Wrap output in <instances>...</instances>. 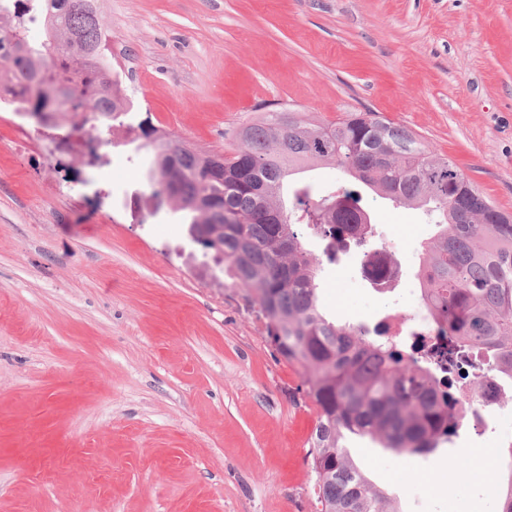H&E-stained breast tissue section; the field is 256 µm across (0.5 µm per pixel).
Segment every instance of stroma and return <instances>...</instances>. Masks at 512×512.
Listing matches in <instances>:
<instances>
[{
    "instance_id": "stroma-1",
    "label": "stroma",
    "mask_w": 512,
    "mask_h": 512,
    "mask_svg": "<svg viewBox=\"0 0 512 512\" xmlns=\"http://www.w3.org/2000/svg\"><path fill=\"white\" fill-rule=\"evenodd\" d=\"M136 87L133 123L201 152L231 150L268 112L318 124L373 112L448 157L512 213V0H103ZM25 140L42 120L0 112V512H315L317 407L242 289L205 264L148 152ZM416 279L435 232L422 210L364 192ZM354 255L324 263V308L360 322L402 292L361 287ZM483 435L430 457L355 442L400 512H495L499 472L474 468L512 435V391ZM464 463L451 489L438 470Z\"/></svg>"
}]
</instances>
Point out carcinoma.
<instances>
[{
    "label": "carcinoma",
    "mask_w": 512,
    "mask_h": 512,
    "mask_svg": "<svg viewBox=\"0 0 512 512\" xmlns=\"http://www.w3.org/2000/svg\"><path fill=\"white\" fill-rule=\"evenodd\" d=\"M41 41L28 39L30 0L0 9V74L21 88L24 110L68 114L107 127L132 104L107 95L108 30L98 0H37ZM150 153L157 205L182 213L188 235L224 259V273L267 321L276 350L303 370L318 408L309 439L315 512H397L349 450L355 438L397 454L427 455L448 441L454 393L473 372L495 369L512 381V216L499 210L448 158L412 131L371 112L312 125L298 112H270L243 125L228 153H199L180 138L138 125ZM333 163L353 189L346 202L310 186L282 201L290 177ZM397 206L439 216L418 275L448 344L426 349L378 341L328 315L320 303L322 261L304 247L307 231L336 262L343 233L359 228L368 255L375 225L362 224V189ZM497 512H512V463Z\"/></svg>",
    "instance_id": "cac0c4a2"
}]
</instances>
